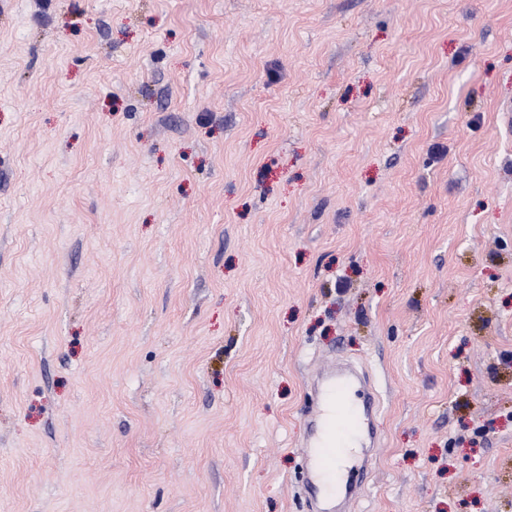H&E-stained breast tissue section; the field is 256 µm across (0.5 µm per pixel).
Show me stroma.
<instances>
[{"instance_id": "obj_1", "label": "stroma", "mask_w": 512, "mask_h": 512, "mask_svg": "<svg viewBox=\"0 0 512 512\" xmlns=\"http://www.w3.org/2000/svg\"><path fill=\"white\" fill-rule=\"evenodd\" d=\"M512 0H0V512H512ZM314 400L309 448L302 449L308 470L313 475L309 493L314 511L335 512L338 509L336 496L343 489L341 463L345 449L350 448L345 463L348 466L360 446L367 421L370 440H378L369 426L377 403L366 388L358 389L351 377L336 372L321 381ZM352 445L357 448H351Z\"/></svg>"}]
</instances>
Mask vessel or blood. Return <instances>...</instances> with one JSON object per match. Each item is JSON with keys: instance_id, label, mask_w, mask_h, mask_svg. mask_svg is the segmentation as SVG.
Instances as JSON below:
<instances>
[{"instance_id": "obj_1", "label": "vessel or blood", "mask_w": 512, "mask_h": 512, "mask_svg": "<svg viewBox=\"0 0 512 512\" xmlns=\"http://www.w3.org/2000/svg\"><path fill=\"white\" fill-rule=\"evenodd\" d=\"M310 443L303 455L312 475L309 493L316 512H336L341 494L342 460L346 448L359 444L377 403L367 390L357 388L351 377L332 373L314 395Z\"/></svg>"}]
</instances>
